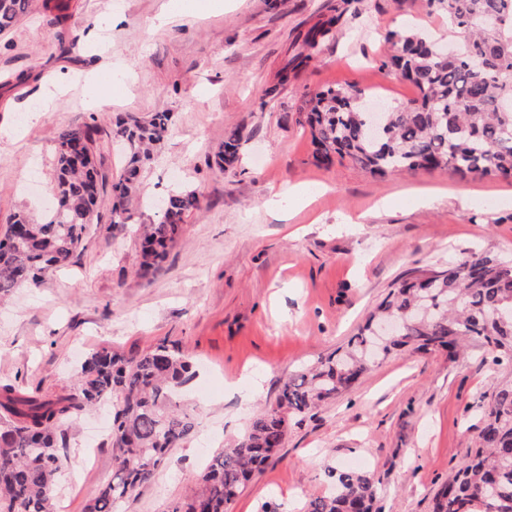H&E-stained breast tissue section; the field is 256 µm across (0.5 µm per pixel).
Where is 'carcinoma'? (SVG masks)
Wrapping results in <instances>:
<instances>
[{
    "mask_svg": "<svg viewBox=\"0 0 512 512\" xmlns=\"http://www.w3.org/2000/svg\"><path fill=\"white\" fill-rule=\"evenodd\" d=\"M357 0H340L336 14L305 40L306 63L337 31L341 18L358 14ZM428 14L448 19V32L465 33L460 53L450 56L440 41L415 30L389 31L382 66L408 81L418 97L388 107L381 131L370 134V90L325 87L304 95L295 121L309 130L316 159L329 166L348 159L373 176L447 170L461 177L512 181V0H421ZM31 0H0V33L27 14ZM172 126L169 112L116 122L125 144L123 173L107 183L101 172L93 124L62 130L55 149L56 207L48 220L14 214L0 237V295L40 286L49 269L74 262L86 237L99 225L100 208L112 223L126 224L137 198L151 148ZM243 131L225 133L217 158L225 172L240 162ZM195 191L170 194L163 214L140 227L141 276H148L199 208ZM512 263L471 253L437 269L398 279L345 347L288 378L276 402L250 421L230 448L216 453L195 477L196 491L172 512H227L244 485L285 443L288 422L301 420L353 387L373 363L374 326L401 321L400 335L380 344L378 355L445 350L455 355L467 343L488 348L497 365H512ZM193 377L181 348L159 343L120 355L108 349L87 354L73 391L52 399L0 384V512H55V488L67 455V431L81 415L112 407L108 437L115 475L101 486L87 512H131L140 488L170 451L195 430L194 417L172 402L176 388ZM483 426L474 453L433 499V512H512V379L494 387L481 405ZM332 490L309 500L306 512H378L373 479L355 470H328Z\"/></svg>",
    "mask_w": 512,
    "mask_h": 512,
    "instance_id": "cac0c4a2",
    "label": "carcinoma"
}]
</instances>
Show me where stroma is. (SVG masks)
<instances>
[{
  "label": "stroma",
  "instance_id": "1",
  "mask_svg": "<svg viewBox=\"0 0 512 512\" xmlns=\"http://www.w3.org/2000/svg\"><path fill=\"white\" fill-rule=\"evenodd\" d=\"M71 0L65 26L40 0L0 34V232L19 211L48 217L56 199L60 130L95 123L107 180L122 172L116 118L166 111L173 125L142 175L130 223L109 208L80 259L48 270L39 288L0 301V381L46 398L69 393L85 354L128 355L177 344L196 365L178 401L196 428L143 485L134 512H168L194 490L218 449L275 403L300 368L346 345L392 283L473 252L512 261V183L445 172L375 178L349 161L316 163L293 120L304 92L356 86L392 104L416 90L382 69L380 32L447 22L419 0H359L337 35L304 66V37L338 0ZM78 37L58 50V32ZM45 107L40 119L34 108ZM241 128V162L214 153ZM196 190L201 208L149 277L139 274L137 224L157 201ZM474 345L390 355L354 388L291 423L284 446L228 512H305L328 492L329 466L356 458L380 512H431L452 469L473 451L477 406L508 368ZM109 417L85 416L67 435L58 512H85L113 473Z\"/></svg>",
  "mask_w": 512,
  "mask_h": 512
}]
</instances>
